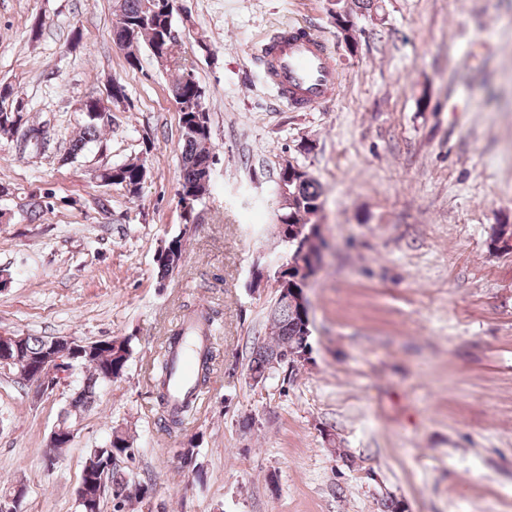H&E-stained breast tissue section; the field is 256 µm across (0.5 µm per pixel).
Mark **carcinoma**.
Returning <instances> with one entry per match:
<instances>
[{"instance_id": "carcinoma-1", "label": "carcinoma", "mask_w": 512, "mask_h": 512, "mask_svg": "<svg viewBox=\"0 0 512 512\" xmlns=\"http://www.w3.org/2000/svg\"><path fill=\"white\" fill-rule=\"evenodd\" d=\"M120 19L113 27V37L123 42L126 60L129 65L137 63L134 47L145 42L153 48L157 38L175 41V29L172 12L159 8L155 0H121ZM170 66L181 72L170 91L178 94L184 101L199 96L203 91L187 65L173 58ZM22 122L21 112H10L0 108V135H11L14 125ZM111 117L85 118L82 132L70 146L69 155L75 159L93 143L100 142L102 131L111 124ZM191 120L181 117L182 145L180 152V176L177 192L191 194L199 199L207 194L211 178L205 176L204 167L209 159L216 157L217 145L213 140H205L195 134L190 127ZM144 164L127 162L110 167L112 178L126 184L127 192L135 197L141 190L139 172ZM288 189V208L279 215V223L306 225L318 212V202L322 196L320 185L307 172L300 171L286 184ZM512 241V224H500L493 229L490 247L498 250L500 245ZM327 247L326 240L319 233L314 238L301 240L297 247L295 260L306 259ZM184 251V241L177 240V248L171 255L156 262L158 277L165 280L178 269ZM219 312L210 308L189 310V325L203 330L202 346L197 363L196 376L191 390L184 396H177L172 390L175 355L186 335V326L170 330L160 344L151 364L150 386L153 388L155 402V424L161 431L170 433L181 430L188 424L197 405L196 402L205 393L210 375L217 363L223 360L224 350L213 336V326ZM306 314L300 307L286 300L282 290H276L275 301L270 308L267 322L270 326L269 341L253 347L248 370L256 377L274 368V365L288 364L294 356L306 353L305 345ZM49 337L28 334L22 340L23 357L35 360L44 353ZM134 352L133 339L130 336L113 337L99 342L95 352L81 359L82 377L71 394V400L61 415V423L70 427L72 419L79 413L90 410L101 388L106 384L107 372L117 375L125 373ZM137 449L127 431L120 427L112 428L108 440L102 445L87 450L84 462L94 466L92 472L82 471L79 486L89 512H104L109 502H114V512H124L129 503L140 504V512H153V484L151 478L134 480L127 469L120 465L121 460H134Z\"/></svg>"}]
</instances>
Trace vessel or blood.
I'll return each instance as SVG.
<instances>
[{"label":"vessel or blood","mask_w":512,"mask_h":512,"mask_svg":"<svg viewBox=\"0 0 512 512\" xmlns=\"http://www.w3.org/2000/svg\"><path fill=\"white\" fill-rule=\"evenodd\" d=\"M262 77L278 101L309 112L327 101L341 75L327 42L305 24L289 23L269 35L262 47Z\"/></svg>","instance_id":"b4317fda"}]
</instances>
